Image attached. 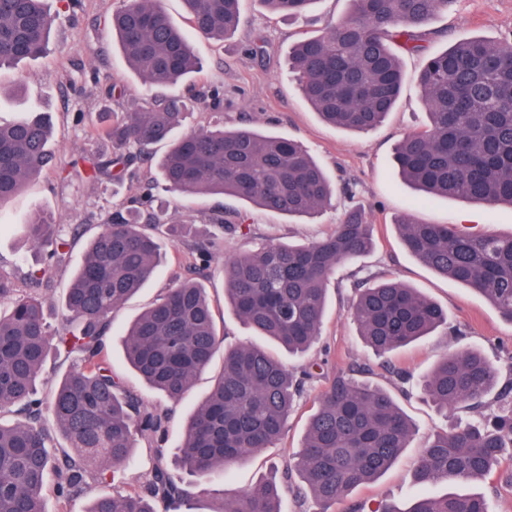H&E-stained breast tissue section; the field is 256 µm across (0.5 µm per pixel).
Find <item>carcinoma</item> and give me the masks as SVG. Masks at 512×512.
Returning <instances> with one entry per match:
<instances>
[{"instance_id":"1","label":"carcinoma","mask_w":512,"mask_h":512,"mask_svg":"<svg viewBox=\"0 0 512 512\" xmlns=\"http://www.w3.org/2000/svg\"><path fill=\"white\" fill-rule=\"evenodd\" d=\"M194 35L222 41L240 23L241 0H183ZM316 0H258L277 14L304 16ZM351 13L289 54L305 99L327 123L359 133L378 127L402 89L395 48L425 55L428 24L453 0H350ZM55 16L46 0H0V68L46 51ZM128 67L146 86L173 85L200 69L186 36L155 0H125L107 22ZM429 116L423 131L405 136L392 162L403 178L430 197L454 196L493 207L512 205V35L480 37L426 55L418 80ZM198 97H154L112 113L101 134L115 157L89 154L73 164L88 181L136 177V164L153 145L169 144L160 161L179 194L232 196L290 218L309 217L329 201L323 170L296 140L249 128L195 131L182 136L185 112ZM52 126L34 108L0 124V206L50 164ZM407 251L424 265L486 298L512 323V235L465 231L455 224L397 223ZM26 237L51 256L70 246L42 216L25 225ZM373 246L371 225L351 211L317 241L271 244L234 256L224 265V300L237 318L290 355L305 353L321 335L327 282L336 268ZM160 260L154 226L118 215L91 239L63 295L64 318L49 330L42 298L13 287L0 274V512H46L53 482L60 512L90 491L103 471L129 462L136 438L153 449L144 485L94 497L87 512H182L192 492L170 472L165 448L168 414L142 410L140 399L113 372L108 356L112 312L143 287ZM358 336L385 355L448 324V312L395 277L363 279L352 302ZM220 337L206 292L194 279L168 289L129 326L125 359L151 390L181 400L211 363ZM73 356L78 366L51 395L43 419L38 382L50 354ZM339 368L325 377L292 455L301 483L298 500L312 498L328 512L344 495L383 475L408 447L413 426L385 389ZM297 379L262 348L224 349V366L205 400L185 424L180 467L200 480L224 475L284 436L302 397ZM440 410L480 414L464 428L451 426L422 448L414 482L457 485L486 480L512 450V378L501 381L477 350L454 351L421 385ZM497 410L484 415L488 401ZM17 418L5 422L3 417ZM272 480L250 486L210 512H282ZM377 512H488L478 493L418 494L403 508Z\"/></svg>"}]
</instances>
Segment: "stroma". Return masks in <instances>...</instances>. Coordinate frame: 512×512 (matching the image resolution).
Wrapping results in <instances>:
<instances>
[{
  "label": "stroma",
  "mask_w": 512,
  "mask_h": 512,
  "mask_svg": "<svg viewBox=\"0 0 512 512\" xmlns=\"http://www.w3.org/2000/svg\"><path fill=\"white\" fill-rule=\"evenodd\" d=\"M122 0H83V7L69 12L63 0H50L59 16L46 52L0 69V121L13 120L31 105L50 113L54 122L55 164L32 180L26 189L0 207V274L18 289L31 287L30 274L41 267L51 269V284L44 290L49 312H57L70 278L87 244L79 239L62 259L49 261L47 253L31 248L22 227L43 216L63 228L77 224L96 234L100 225L135 206L143 190H150L160 203L155 218L160 222L162 261L155 277L112 313L109 357L113 371L137 394L147 409L170 413L166 448L176 453L182 425L203 401L224 363L216 354L209 368L195 380L189 394L172 403L148 389L124 360L121 336L131 321L150 307L168 288L196 277L206 288L214 308L219 336L224 346L255 342L256 336L224 305V262L271 243H309L323 237L356 210L374 227L375 247L352 264L339 267L327 284L328 305L319 341L301 357L284 356L288 368L301 371L319 363L325 372L349 365H369L372 383L395 398L414 426L409 448L376 482L358 487L332 506L330 512H349L355 505L375 512L379 505L406 504L418 491L413 474L421 448L435 433L453 421H468L470 413L449 417L439 411L420 390V383L448 353L477 349L502 377L512 376V323L504 321L484 297L431 270L405 249L394 222L409 217L420 223L456 224L473 231L512 234V206L486 207L448 197L422 203L389 163L398 142L424 128L428 115L421 103L418 77L423 57L402 55L404 82L392 112L376 129L354 133L326 124L315 112L288 72V52L299 40L321 34L327 24L346 17L350 0H317L300 19L269 13L256 0H242L239 28L215 43L193 38L192 46L202 68L176 94L188 89L201 92L211 85L224 88L219 111L196 104L188 112L187 132L215 125L232 130L251 127L298 140L326 172L334 193L324 209L313 217L288 220L230 196H173L162 179L158 161L165 146L153 148L148 161L138 167V176L123 181L89 182L62 169L83 152L111 154L110 141L97 136L99 113L123 112L131 103L145 102L154 89L145 86L127 66L117 42L105 25ZM427 44L428 53L473 36L496 41L512 33V0H454L446 12L435 17ZM122 93L108 94L111 84ZM223 210L232 229L209 224L213 210ZM185 225L179 237H171L168 225ZM219 236L209 266L193 270L196 241ZM395 275L448 312V327L386 357L376 356L359 338L350 315L357 280ZM323 385L308 382L299 408L288 421L281 448H269L245 461L226 467L223 477L212 482V495L188 502L184 512H211L221 500H235L257 481L281 475L285 451L296 450L302 441L305 420ZM152 452L138 442L129 463L109 469L92 486L93 493L112 494L138 487L150 467ZM483 493L489 512H512V462H504L490 479L475 483Z\"/></svg>",
  "instance_id": "stroma-1"
}]
</instances>
